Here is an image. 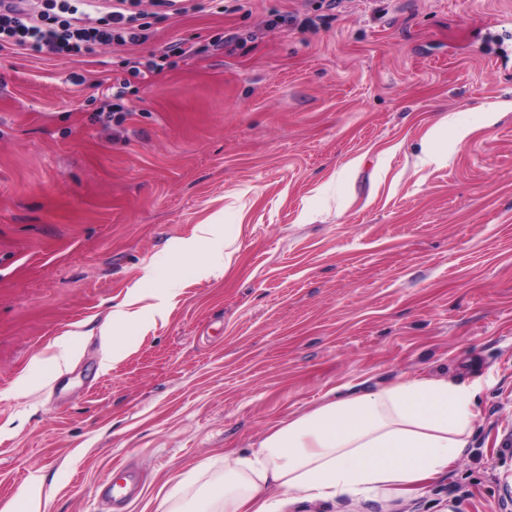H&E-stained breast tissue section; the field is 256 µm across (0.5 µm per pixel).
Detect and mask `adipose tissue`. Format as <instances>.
Returning <instances> with one entry per match:
<instances>
[{
	"mask_svg": "<svg viewBox=\"0 0 512 512\" xmlns=\"http://www.w3.org/2000/svg\"><path fill=\"white\" fill-rule=\"evenodd\" d=\"M477 391L409 377L376 390L332 389L281 422L257 451L224 456V482L199 512H284L288 503L392 491L409 495L468 445Z\"/></svg>",
	"mask_w": 512,
	"mask_h": 512,
	"instance_id": "1",
	"label": "adipose tissue"
}]
</instances>
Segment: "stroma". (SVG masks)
<instances>
[{
	"label": "stroma",
	"mask_w": 512,
	"mask_h": 512,
	"mask_svg": "<svg viewBox=\"0 0 512 512\" xmlns=\"http://www.w3.org/2000/svg\"><path fill=\"white\" fill-rule=\"evenodd\" d=\"M327 3L224 0L82 58L0 50V512H168L166 483L189 512L225 452L407 376L478 388L462 456L411 495L286 512H512V0ZM179 39L200 54L121 126L91 121L123 60ZM136 293L154 316L111 346Z\"/></svg>",
	"instance_id": "1"
}]
</instances>
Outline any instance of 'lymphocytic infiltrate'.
Wrapping results in <instances>:
<instances>
[{"label":"lymphocytic infiltrate","instance_id":"obj_1","mask_svg":"<svg viewBox=\"0 0 512 512\" xmlns=\"http://www.w3.org/2000/svg\"><path fill=\"white\" fill-rule=\"evenodd\" d=\"M142 0H42L33 10L29 0H0V49L16 47L40 56H90L103 47L141 45L162 18L204 11L208 0H151L157 11L146 15ZM98 15L90 24V15ZM181 45L167 47L159 58L124 62L125 78L105 95L92 115L99 122L122 124L128 113L123 100L132 80L161 72L170 57L184 56Z\"/></svg>","mask_w":512,"mask_h":512}]
</instances>
